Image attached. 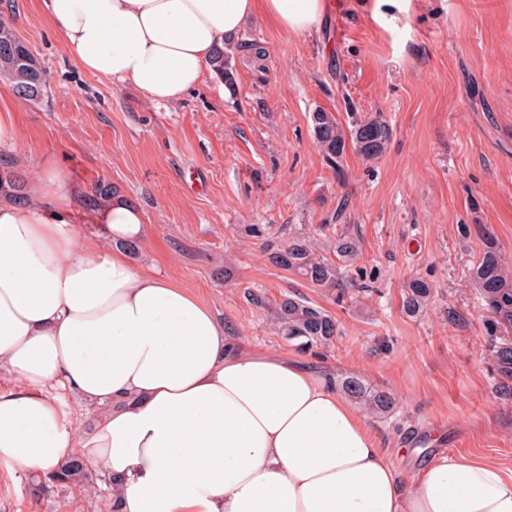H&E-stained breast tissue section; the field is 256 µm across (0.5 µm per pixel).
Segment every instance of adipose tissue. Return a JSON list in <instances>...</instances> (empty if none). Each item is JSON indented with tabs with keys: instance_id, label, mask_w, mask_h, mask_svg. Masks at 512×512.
Instances as JSON below:
<instances>
[{
	"instance_id": "obj_1",
	"label": "adipose tissue",
	"mask_w": 512,
	"mask_h": 512,
	"mask_svg": "<svg viewBox=\"0 0 512 512\" xmlns=\"http://www.w3.org/2000/svg\"><path fill=\"white\" fill-rule=\"evenodd\" d=\"M87 72L152 102L195 88L264 11L316 31L327 0H43ZM82 186L45 165L36 198L0 202V464L45 476L81 456L114 512H512V471L439 457L408 482L326 380L271 350L236 349L190 289L133 265L142 210L75 224ZM76 397L96 426L64 408Z\"/></svg>"
}]
</instances>
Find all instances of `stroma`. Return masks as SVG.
Returning <instances> with one entry per match:
<instances>
[{
    "mask_svg": "<svg viewBox=\"0 0 512 512\" xmlns=\"http://www.w3.org/2000/svg\"><path fill=\"white\" fill-rule=\"evenodd\" d=\"M0 18L48 75L33 102L0 81V110L19 127L16 143L0 148V171L30 184L52 163L67 182L111 184L147 220L135 265L195 292L237 346L394 395L395 411L368 421L406 480L437 454L512 470V381L493 366L495 340L471 280L483 232L512 261V0H411L391 23L374 17L370 0H341L313 35L257 17L242 35L264 47V60L239 52L235 89L209 70L173 104L81 69L42 0H0ZM349 101L359 115L383 113L392 138L372 163L347 149L338 174L310 114L346 126ZM342 200L361 256L344 272L340 301L338 288L310 285L268 255L302 228L332 257L327 226ZM249 224L269 231L246 236ZM418 277L435 293L411 317L403 298ZM366 281L373 294L358 293ZM249 286L273 302L297 294L321 307L336 320V341L307 352L286 343L245 300ZM451 309L462 323H449ZM29 478L0 465V512H85L74 491L32 497Z\"/></svg>",
    "mask_w": 512,
    "mask_h": 512,
    "instance_id": "35a3bbf8",
    "label": "stroma"
}]
</instances>
